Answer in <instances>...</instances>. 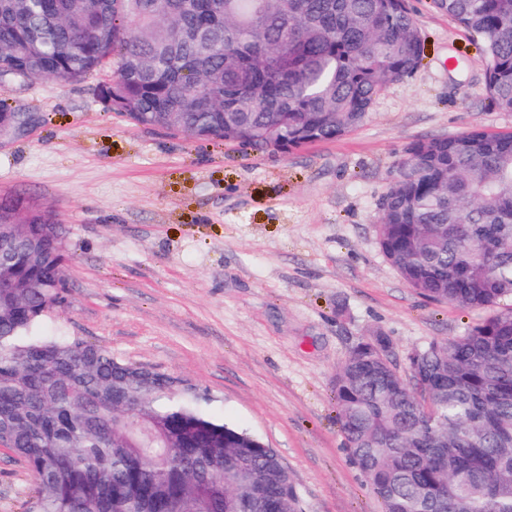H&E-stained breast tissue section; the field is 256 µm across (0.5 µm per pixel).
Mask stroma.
Listing matches in <instances>:
<instances>
[{
	"label": "stroma",
	"instance_id": "obj_1",
	"mask_svg": "<svg viewBox=\"0 0 512 512\" xmlns=\"http://www.w3.org/2000/svg\"><path fill=\"white\" fill-rule=\"evenodd\" d=\"M408 2L418 69L379 93L363 126L285 154L142 128L108 109L96 75L0 81V102L31 119L0 141V194L51 207L71 257L45 331L206 388L225 422L276 451L303 512H382L337 420L334 378L352 347L381 333L401 366L483 315L422 297L377 243L410 143L512 133V112L486 106L468 32L430 0ZM33 485L0 448V512H23Z\"/></svg>",
	"mask_w": 512,
	"mask_h": 512
}]
</instances>
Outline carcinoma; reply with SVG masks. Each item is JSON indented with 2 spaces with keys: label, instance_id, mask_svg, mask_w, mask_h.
<instances>
[{
  "label": "carcinoma",
  "instance_id": "obj_1",
  "mask_svg": "<svg viewBox=\"0 0 512 512\" xmlns=\"http://www.w3.org/2000/svg\"><path fill=\"white\" fill-rule=\"evenodd\" d=\"M471 35L487 106L512 112V0H431ZM408 0H0V78L79 81L106 106L200 141L283 153L362 126L423 59ZM0 444L24 512H302L274 449L194 381L43 335L64 301L62 227L0 196ZM381 252L424 297L494 313L408 352L358 342L334 391L344 446L383 512H512V134L411 143L382 198Z\"/></svg>",
  "mask_w": 512,
  "mask_h": 512
}]
</instances>
